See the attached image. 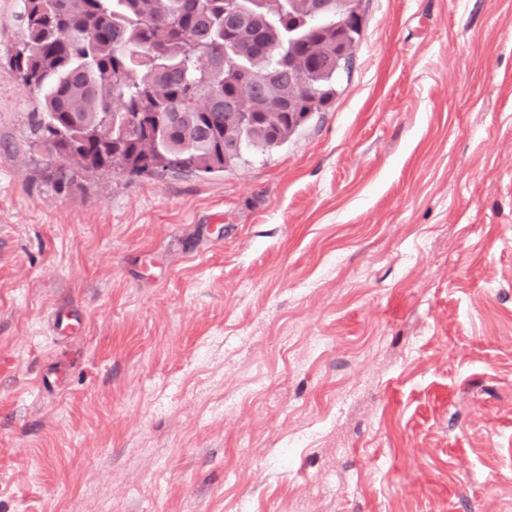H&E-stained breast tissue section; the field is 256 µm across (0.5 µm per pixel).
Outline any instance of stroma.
Returning a JSON list of instances; mask_svg holds the SVG:
<instances>
[{"label":"stroma","mask_w":512,"mask_h":512,"mask_svg":"<svg viewBox=\"0 0 512 512\" xmlns=\"http://www.w3.org/2000/svg\"><path fill=\"white\" fill-rule=\"evenodd\" d=\"M230 171L57 191L0 0V512H512V0H362Z\"/></svg>","instance_id":"1"}]
</instances>
